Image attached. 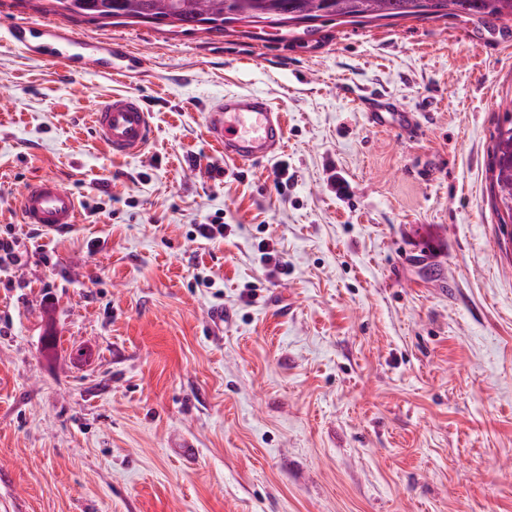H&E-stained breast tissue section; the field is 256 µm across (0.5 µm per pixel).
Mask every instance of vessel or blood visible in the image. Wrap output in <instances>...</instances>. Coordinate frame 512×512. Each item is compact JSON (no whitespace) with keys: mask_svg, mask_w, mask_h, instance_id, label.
<instances>
[{"mask_svg":"<svg viewBox=\"0 0 512 512\" xmlns=\"http://www.w3.org/2000/svg\"><path fill=\"white\" fill-rule=\"evenodd\" d=\"M17 42L34 38L40 53L59 62L65 75L92 67L102 73L114 69L112 47L78 39L65 26L49 23L39 29L16 27ZM380 128L396 125L411 132L415 123L410 115L394 111L381 102L370 114ZM96 135L112 153L128 156L138 152L151 135L149 113L142 100L134 95H117L102 101L93 112ZM205 130L212 145L221 148L225 157L241 165L252 164L281 151L285 144V118L259 94L228 95L205 116ZM25 223L50 230H61L78 223L75 194L56 179L47 177L29 182L20 198Z\"/></svg>","mask_w":512,"mask_h":512,"instance_id":"obj_1","label":"vessel or blood"}]
</instances>
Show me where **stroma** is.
<instances>
[{
  "mask_svg": "<svg viewBox=\"0 0 512 512\" xmlns=\"http://www.w3.org/2000/svg\"><path fill=\"white\" fill-rule=\"evenodd\" d=\"M59 20L133 68L67 77L9 39ZM247 92L287 132L243 166L203 114ZM126 93L153 126L132 156L92 124ZM382 95L417 135L370 123ZM510 110L512 21L209 33L0 0V512H512ZM40 177L73 229L24 222ZM493 141L491 193L502 231V224L512 226V113L497 126ZM19 201L25 223L61 230L79 222L75 194L54 178L29 182Z\"/></svg>",
  "mask_w": 512,
  "mask_h": 512,
  "instance_id": "35a3bbf8",
  "label": "stroma"
}]
</instances>
